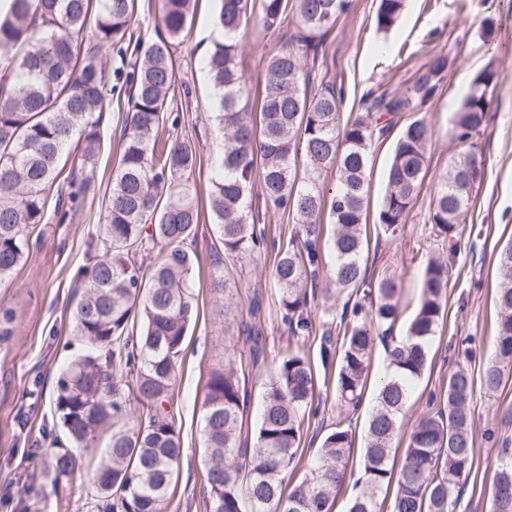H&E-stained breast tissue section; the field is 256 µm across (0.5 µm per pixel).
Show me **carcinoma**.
I'll use <instances>...</instances> for the list:
<instances>
[{
	"instance_id": "1",
	"label": "carcinoma",
	"mask_w": 512,
	"mask_h": 512,
	"mask_svg": "<svg viewBox=\"0 0 512 512\" xmlns=\"http://www.w3.org/2000/svg\"><path fill=\"white\" fill-rule=\"evenodd\" d=\"M195 0H158L155 37L135 35L131 22L137 0H9L0 12V281L11 277L29 254V228L47 217V201L65 152L78 151L85 169L71 185L76 204L94 181L103 143L94 115L109 98L126 97L128 109L117 170L112 177L100 237L105 252L78 272L79 299L73 332L87 352L71 362L56 382L49 459L56 478L71 479L82 452L108 435L105 458L91 471L100 512H166L178 475L182 442L168 411L176 370L196 307L190 296L195 266L196 226L201 209L192 192L196 149L175 137L158 147L176 82L174 50L189 35ZM215 26L224 40L204 60L214 90V119L224 131V148L207 208L227 256L260 257L274 252L273 278L280 312L289 332L312 335V317L322 267V215L331 219L336 286L355 296L343 305L341 342L326 329L319 356L324 370L336 368L335 394L357 409L363 400L377 339H388V375L383 378L368 421L358 492L349 512H457L461 492L475 465V380L456 362L448 380L429 395L432 412L412 428L400 466H394L399 418L410 383L428 366L430 343L443 318L448 262L429 258L421 296L403 336L401 289L385 276L365 281L367 244L366 172L378 142L403 113L425 112L444 78L445 58L402 93L368 94L362 111L342 119L343 89L322 82L308 89L309 65L318 61L324 37L347 0H218ZM406 0H378L376 26L392 29ZM293 11L297 32L288 47L271 54L256 96V111L239 108L245 94L236 61L239 33L256 17L271 30ZM92 28L95 48L83 49ZM494 73L485 69L471 82L454 115L462 151L438 185L428 220L451 239L470 208L484 169L474 135L489 107ZM431 134L424 118L406 123L386 171L387 189L377 223L393 233L413 206L425 177ZM304 159L301 184L297 159ZM336 171L338 188L327 198L319 181ZM259 178L264 210L247 202ZM294 215L288 243L268 240L264 215ZM162 257L143 269L140 257L151 247ZM499 310L494 357L481 385L497 391L512 376V243L498 256ZM249 364L264 355L265 338L256 325L244 330ZM244 360L231 356L209 370L203 396V450L209 512H332L348 473L352 431L336 422L298 483L288 473L302 463L299 448L305 419L319 411L317 381L310 358L291 352L262 396L254 430L245 428ZM138 403V414L128 410ZM490 491L489 512H512V448L504 440ZM394 487L389 500L383 490Z\"/></svg>"
}]
</instances>
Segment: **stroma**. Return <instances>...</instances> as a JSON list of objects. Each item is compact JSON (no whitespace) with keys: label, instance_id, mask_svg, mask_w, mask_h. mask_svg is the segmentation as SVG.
Here are the masks:
<instances>
[{"label":"stroma","instance_id":"35a3bbf8","mask_svg":"<svg viewBox=\"0 0 512 512\" xmlns=\"http://www.w3.org/2000/svg\"><path fill=\"white\" fill-rule=\"evenodd\" d=\"M349 7L325 37V56L312 70L342 86V112L357 111L367 93L404 91L435 55L447 58L445 78L424 117L432 134L429 168L404 224L395 232L377 228V213L386 191L385 169L395 140L379 144L368 168L370 226L363 264L369 280L397 277L402 288L404 318L415 312L421 292L423 264L428 257L447 259L450 278L445 314L430 345L432 365L412 382L401 420L404 430L427 413L431 390L448 378L454 347L469 339L467 366L480 375L495 350L496 291L500 283L496 259L512 241V0H407L395 27L377 30L378 0H348ZM215 0H197L190 33L174 52L177 83L174 104L180 110L178 135L188 136L197 150L194 184L206 200L217 175L214 166L224 134L212 114L211 83L202 67L216 40ZM294 18L265 31L249 25L237 38L239 69L250 94L262 85L270 52L287 45ZM491 69L494 82L485 129L476 137L485 176L453 239L437 236L428 211L440 177L457 147L452 119L470 91L477 73ZM124 113L110 104L99 117L104 147L96 161L94 185L67 223L49 219L31 235L26 263L0 281V512H89L85 498L70 493L67 482L55 481L43 453L44 432L52 428L53 397L59 369L84 352L72 332V306L77 297L78 271L94 260L105 199L120 148ZM198 262L191 277L199 308L178 365L169 409L180 431L183 455L179 479L170 490L167 512H207L203 464V385L210 368L222 365L229 350L245 352L241 324L259 319L266 338L264 362L245 386L249 422H256L260 390L282 357L300 350L317 357L319 345L293 338L279 312V290L271 258L225 256L211 218L197 227ZM222 266L228 289L216 296L210 289L215 266ZM260 304L251 316V301ZM321 410L304 425V458H312L337 420L350 417L352 457L360 459L366 444L368 413L374 397L346 413L336 400L334 378H327ZM475 421V469L458 512H487L488 497L498 468L502 440L512 441V378L496 392L476 388L471 404Z\"/></svg>","mask_w":512,"mask_h":512}]
</instances>
